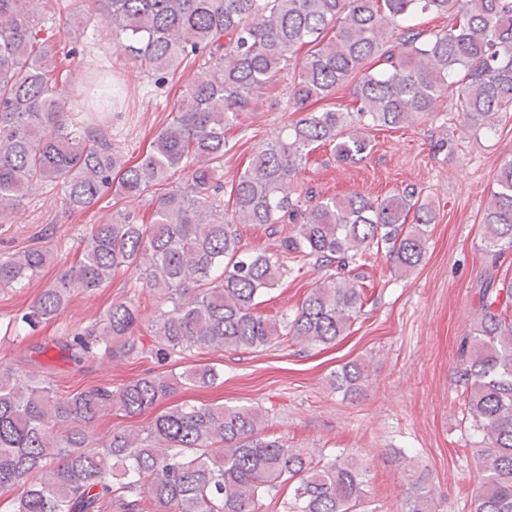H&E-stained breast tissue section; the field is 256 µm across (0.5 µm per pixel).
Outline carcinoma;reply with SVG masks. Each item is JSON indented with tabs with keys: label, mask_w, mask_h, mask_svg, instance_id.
<instances>
[{
	"label": "carcinoma",
	"mask_w": 512,
	"mask_h": 512,
	"mask_svg": "<svg viewBox=\"0 0 512 512\" xmlns=\"http://www.w3.org/2000/svg\"><path fill=\"white\" fill-rule=\"evenodd\" d=\"M52 2L76 14L92 6L112 29L113 47L149 71L198 64L170 121L129 161L110 132L72 118L47 50L57 32L40 10L45 0H0V220L36 186L61 189L72 212L91 209L109 189L119 202H149L146 218L117 209L93 225L81 254L14 318L21 332L61 316L74 293L134 273V287L167 306L147 325L149 343L140 307L115 302L98 326L65 345L79 362L255 352L290 340L336 345L365 304L351 273L381 254L404 273L416 269L434 216L414 185L375 199L300 192L297 174L310 153L332 144L339 159L361 162L371 152L365 130L426 119L450 93L468 129L492 134L512 113V0ZM420 13L456 23L428 33L412 24ZM291 64L288 105L297 119L224 184L226 133ZM345 84L352 110L315 107ZM188 167L190 179L173 183ZM242 224L285 236L251 250ZM481 230L485 252H512V155L496 172ZM50 238L1 254L0 286L23 288L50 265ZM289 257L314 262L325 276L293 314L272 318L260 310L263 298L302 269ZM457 374L466 419L482 436L471 512H512V278L483 288ZM222 376L213 364H193L59 396L0 361V490L21 489L10 512H376L358 457L271 439L254 406L171 402L183 387L208 388ZM365 381L354 361L329 376L346 397ZM164 403L145 429L95 433L105 415L136 418ZM410 477L403 512H437L425 475L415 469Z\"/></svg>",
	"instance_id": "cac0c4a2"
}]
</instances>
